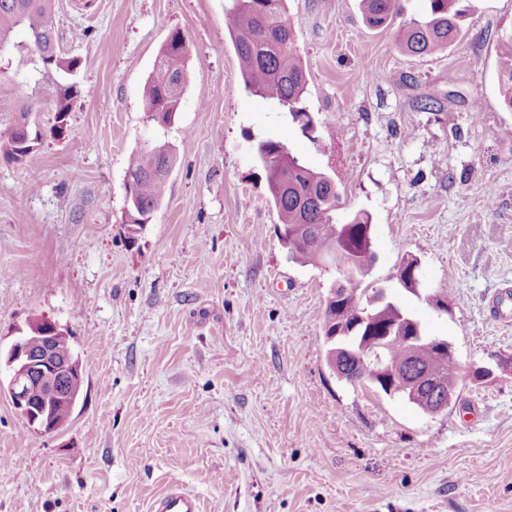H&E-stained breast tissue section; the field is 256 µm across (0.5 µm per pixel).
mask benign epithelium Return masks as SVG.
Here are the masks:
<instances>
[{
  "mask_svg": "<svg viewBox=\"0 0 512 512\" xmlns=\"http://www.w3.org/2000/svg\"><path fill=\"white\" fill-rule=\"evenodd\" d=\"M347 248L344 238L326 246L337 273L336 288L329 298L331 302L345 298L357 300V293L344 287L355 278V270L346 257ZM405 266L406 272L398 279L414 289L418 284L419 263L408 258ZM359 326L368 330L367 339L356 348L338 346L329 355L328 364L340 378L355 386L371 385L390 394H405L431 414L442 412L455 403L457 386H448L442 372L448 356L453 354L447 340L424 339L417 322L401 313L387 324L379 322L376 315H362L352 324L338 317L335 331L328 340L346 337ZM394 333L405 338L407 359L422 360L425 367L417 372L399 371L386 363L383 347ZM68 343V337L54 323L38 318L30 324L29 334L15 340L5 358L8 379L0 378V386L7 385L14 407L40 433L55 432L68 422L69 417L58 415L56 408L71 399L81 383L80 364L64 351ZM425 349L431 350L428 358L423 355Z\"/></svg>",
  "mask_w": 512,
  "mask_h": 512,
  "instance_id": "obj_1",
  "label": "benign epithelium"
}]
</instances>
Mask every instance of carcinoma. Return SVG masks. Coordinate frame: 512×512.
Returning <instances> with one entry per match:
<instances>
[{"mask_svg": "<svg viewBox=\"0 0 512 512\" xmlns=\"http://www.w3.org/2000/svg\"><path fill=\"white\" fill-rule=\"evenodd\" d=\"M224 8L227 29L240 61L241 77L253 95L269 101L278 112L296 117L307 114L302 97L307 74L297 51V35L288 19L287 0H228ZM363 18L373 29L394 28L396 44L412 55H427L455 41L461 33L464 11L458 0H429L422 20L406 19L404 0H361ZM53 0H0V52L6 50L16 28L25 29L30 49L42 56L56 48ZM188 46L181 31L173 32L161 46L143 91L148 119L160 127L173 121L187 84ZM45 70L59 78L38 87V96L23 94L21 108L13 122L0 126V152L10 161L26 157L21 143L30 132L29 115L36 101L55 103V121L64 122L70 112L78 61L60 55L41 60ZM498 81L504 104L512 109V38L498 47ZM257 155L267 173L271 200L278 212L280 239L288 256L314 266L329 264L324 246L336 241L342 223L336 221L340 196L333 180L310 168L287 145L262 141ZM177 160L176 148L167 143L147 141L128 159L125 223L143 224L161 204L170 171ZM351 253L360 271L359 279L371 269L372 249L353 245ZM404 337L391 335L384 346L386 362L400 370L408 365Z\"/></svg>", "mask_w": 512, "mask_h": 512, "instance_id": "carcinoma-1", "label": "carcinoma"}]
</instances>
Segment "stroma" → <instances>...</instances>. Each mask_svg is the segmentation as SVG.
Masks as SVG:
<instances>
[{
  "label": "stroma",
  "instance_id": "obj_1",
  "mask_svg": "<svg viewBox=\"0 0 512 512\" xmlns=\"http://www.w3.org/2000/svg\"><path fill=\"white\" fill-rule=\"evenodd\" d=\"M226 3L55 0L76 93L61 131L37 104L31 153L0 156V349L51 320L83 383L51 434L0 390V512H147L173 483L203 512H512V111L497 79L512 0H460V37L423 56L368 28L360 0H288L309 132L245 90ZM175 30L188 84L162 129L143 89ZM7 55L0 124L18 82L48 78L24 29ZM428 98L439 109H421ZM152 137L177 161L133 236L126 168ZM269 138L335 181L337 221L369 215L364 285L483 370L448 410L328 366L336 271L289 260L256 156ZM407 257L414 291L397 278Z\"/></svg>",
  "mask_w": 512,
  "mask_h": 512
}]
</instances>
